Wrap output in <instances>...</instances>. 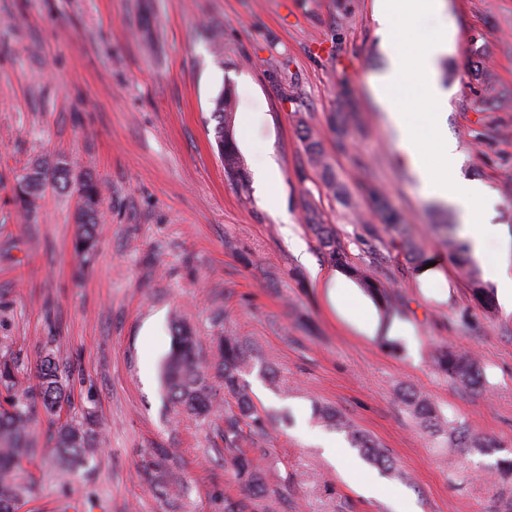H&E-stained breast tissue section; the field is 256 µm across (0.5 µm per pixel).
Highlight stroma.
Listing matches in <instances>:
<instances>
[{"label": "stroma", "instance_id": "35a3bbf8", "mask_svg": "<svg viewBox=\"0 0 512 512\" xmlns=\"http://www.w3.org/2000/svg\"><path fill=\"white\" fill-rule=\"evenodd\" d=\"M374 0H0V347L26 384L43 348L58 351L68 414L93 416L99 450L65 473L50 462L52 427L30 428L21 463L31 494L17 512H512V310L486 313L435 234L453 209L425 197L405 162L370 80L384 65ZM456 28L438 77L453 91L443 110L458 145L454 174L484 184L493 221L512 233V106L480 101L485 63L512 99V0H449ZM219 28L222 56L207 31ZM235 98L243 183L229 180L213 147L211 110ZM312 133L339 196L308 160ZM67 162L101 188L98 253L73 249L80 199L46 188L23 215L16 177L34 159ZM273 160L280 183L253 169ZM404 218L439 259L446 283L423 288L391 232L376 223L370 190ZM331 225L351 265L388 277L400 303L388 314L329 259L309 228ZM351 290L333 305L326 280ZM371 315L360 331L353 313ZM198 338L216 413L180 414L160 381L172 321ZM254 352L246 376L260 412L276 416L245 449L275 478L261 498L236 481L219 436L234 398L211 371L220 336ZM445 346L474 354L479 389L433 366ZM277 378L269 384L262 369ZM465 420L489 452L460 453L430 433L403 391ZM338 410L385 448L398 473L360 462L347 482L315 436V408ZM167 451L177 483L148 482ZM382 478L379 496L359 485Z\"/></svg>", "mask_w": 512, "mask_h": 512}]
</instances>
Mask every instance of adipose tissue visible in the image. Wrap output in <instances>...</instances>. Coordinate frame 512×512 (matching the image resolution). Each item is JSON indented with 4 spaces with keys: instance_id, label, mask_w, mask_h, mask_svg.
I'll use <instances>...</instances> for the list:
<instances>
[{
    "instance_id": "obj_1",
    "label": "adipose tissue",
    "mask_w": 512,
    "mask_h": 512,
    "mask_svg": "<svg viewBox=\"0 0 512 512\" xmlns=\"http://www.w3.org/2000/svg\"><path fill=\"white\" fill-rule=\"evenodd\" d=\"M423 12L442 15V0H374V15L385 30L391 28L395 19L410 20ZM453 38L454 30L448 27L416 51L391 49L389 64L374 77L373 87L424 194L448 202L457 211L472 251L480 257L490 244L504 243L506 238L503 227L491 223L488 211L480 206L487 197L485 187L477 182L435 176L422 153V145L427 142L444 160L456 156V145L448 137L441 113L425 109L427 103L441 102L451 95L437 80V66L440 58L449 52ZM413 108L425 110L424 127H416L409 121L408 112Z\"/></svg>"
}]
</instances>
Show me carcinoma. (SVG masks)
Returning a JSON list of instances; mask_svg holds the SVG:
<instances>
[{"mask_svg":"<svg viewBox=\"0 0 512 512\" xmlns=\"http://www.w3.org/2000/svg\"><path fill=\"white\" fill-rule=\"evenodd\" d=\"M211 120L214 121L213 137L224 163V173L241 185L243 172L233 140L235 116L231 89H222L214 98ZM306 150L312 165L327 168L319 142L310 135L306 136ZM49 185L61 190L76 189L81 204L76 215L74 252L85 261L91 259L98 245L99 185L90 178L74 181L66 163L44 155L16 178L15 197L21 210L27 214L33 213L37 209V201ZM386 223L397 230V236L391 241L392 247L405 253L413 269H420L425 262L424 252L401 230L403 218L390 213ZM309 227L329 258L359 280L378 305L387 311L397 308L398 301L386 282L367 275L347 262L346 253L328 225L313 219ZM455 228L454 224L448 225L449 256L467 278L474 298L490 314L495 309L493 293L481 280L468 244L455 240ZM196 347L197 339L193 331L183 323H174L171 350L162 369V383L168 398L179 411L205 419L213 414V399L207 374L197 360ZM253 359L252 351L238 337L225 335L220 338L215 369L224 382V390L236 398L238 408V414L224 419V448L232 454L231 464L238 481L253 496L261 498L269 489L268 478L256 461L241 449L243 426H248L252 431L265 427V418L259 414L250 387L243 379V375L253 367ZM434 362L438 370L458 386L473 388L481 383L482 372L478 361L464 352L451 347L441 349ZM20 374L18 361L14 357L7 353L0 356V512H16L17 503L27 492L26 485L19 481V470L22 460L35 452L28 443L35 402H40L45 414L52 419L60 417L59 410L70 404L66 378L55 351L45 352L36 365L37 390L25 387ZM409 404L422 424L449 439L451 444L467 452L485 451L486 446L470 437L462 421L447 418L415 399L410 400ZM317 416L325 425L344 434L365 461L386 471L394 470L386 450L357 430L342 414L320 408ZM96 449L97 439L83 421L67 418L59 422L52 436L51 454L67 472L83 466Z\"/></svg>","mask_w":512,"mask_h":512,"instance_id":"obj_1","label":"carcinoma"}]
</instances>
